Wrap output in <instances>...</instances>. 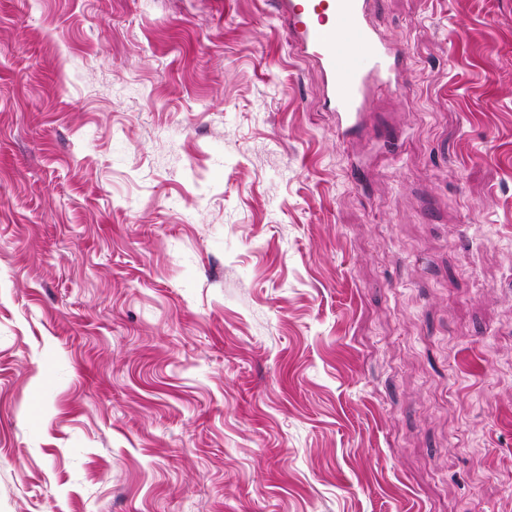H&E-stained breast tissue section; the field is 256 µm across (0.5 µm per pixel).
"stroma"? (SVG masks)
Wrapping results in <instances>:
<instances>
[{
  "mask_svg": "<svg viewBox=\"0 0 512 512\" xmlns=\"http://www.w3.org/2000/svg\"><path fill=\"white\" fill-rule=\"evenodd\" d=\"M373 22L343 143L273 0H0V512H512V0Z\"/></svg>",
  "mask_w": 512,
  "mask_h": 512,
  "instance_id": "stroma-1",
  "label": "stroma"
}]
</instances>
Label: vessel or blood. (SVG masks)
Listing matches in <instances>:
<instances>
[{
	"instance_id": "obj_1",
	"label": "vessel or blood",
	"mask_w": 512,
	"mask_h": 512,
	"mask_svg": "<svg viewBox=\"0 0 512 512\" xmlns=\"http://www.w3.org/2000/svg\"><path fill=\"white\" fill-rule=\"evenodd\" d=\"M296 53L316 62L325 78V104L336 135L348 141L366 122L369 85L402 88L406 52L384 40L369 19L370 0H275Z\"/></svg>"
}]
</instances>
